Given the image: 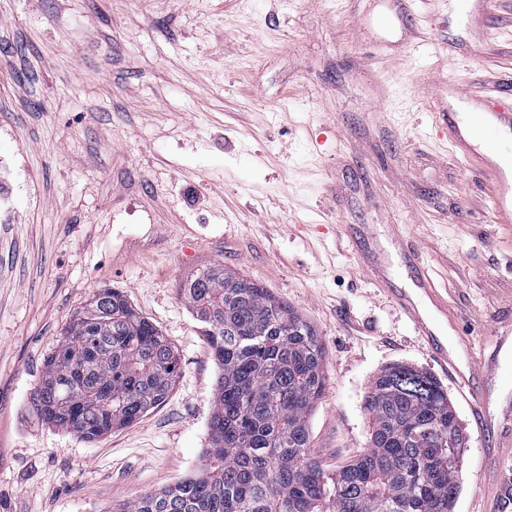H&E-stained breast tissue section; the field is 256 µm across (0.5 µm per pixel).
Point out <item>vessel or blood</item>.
<instances>
[{"instance_id":"vessel-or-blood-1","label":"vessel or blood","mask_w":512,"mask_h":512,"mask_svg":"<svg viewBox=\"0 0 512 512\" xmlns=\"http://www.w3.org/2000/svg\"><path fill=\"white\" fill-rule=\"evenodd\" d=\"M500 92L504 97L496 112L490 113L485 128L490 149H498L500 138L512 136V78L502 83ZM442 121L448 127V139L453 149L464 157L483 160L484 170L492 180L494 219L499 224L512 223V183L508 182L504 171L495 163L487 161L484 151L470 147L465 129L458 113L445 112ZM370 231H360L353 243L360 254L363 268L372 278L386 282L387 274L378 250L372 249L368 241ZM420 290L431 300L436 312L428 314L417 304L412 294L395 293L394 299L413 329L433 356L442 373L457 386L460 394L471 409V423L483 441L490 445L492 456H499L501 448L498 440L503 430L512 431V405L494 396L491 383L498 370L497 355H490L483 361L471 358L470 343L465 337H458L455 343H448L441 336L443 323L448 320V305L437 295L425 277H418Z\"/></svg>"}]
</instances>
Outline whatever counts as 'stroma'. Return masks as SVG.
<instances>
[{
    "label": "stroma",
    "mask_w": 512,
    "mask_h": 512,
    "mask_svg": "<svg viewBox=\"0 0 512 512\" xmlns=\"http://www.w3.org/2000/svg\"><path fill=\"white\" fill-rule=\"evenodd\" d=\"M0 0V512H108L193 473L218 368L180 281L220 264L310 321L326 389L309 449L369 445L373 377L438 376L464 437L454 512H512L467 403L391 290L415 241L475 359L512 317V224L437 114L448 79L496 103L512 75V0ZM368 225L387 287L349 244ZM121 289L173 345L164 404L88 443L37 410L74 313Z\"/></svg>",
    "instance_id": "35a3bbf8"
}]
</instances>
